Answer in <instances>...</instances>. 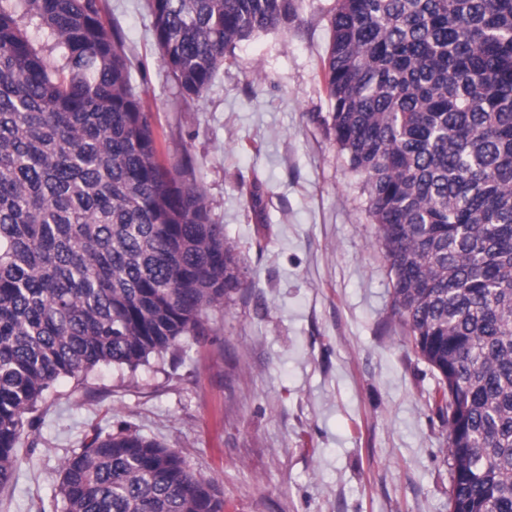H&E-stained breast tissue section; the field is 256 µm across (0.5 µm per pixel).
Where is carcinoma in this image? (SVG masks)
<instances>
[{"label": "carcinoma", "instance_id": "carcinoma-1", "mask_svg": "<svg viewBox=\"0 0 512 512\" xmlns=\"http://www.w3.org/2000/svg\"><path fill=\"white\" fill-rule=\"evenodd\" d=\"M200 99L295 0H149ZM323 118L361 180L396 325L437 378L449 512H512V0H336ZM242 287L191 168L169 164L100 0H0V488L62 377L131 370ZM65 512H224L128 428L62 464Z\"/></svg>", "mask_w": 512, "mask_h": 512}]
</instances>
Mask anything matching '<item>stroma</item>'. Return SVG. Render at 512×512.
Masks as SVG:
<instances>
[{
  "label": "stroma",
  "mask_w": 512,
  "mask_h": 512,
  "mask_svg": "<svg viewBox=\"0 0 512 512\" xmlns=\"http://www.w3.org/2000/svg\"><path fill=\"white\" fill-rule=\"evenodd\" d=\"M335 4L296 0L193 100L167 75L147 0H103L163 150L192 161L243 286L177 355L57 380L0 512H63V461L124 427L216 483L224 512H448L436 380L393 320L365 197L323 123Z\"/></svg>",
  "instance_id": "35a3bbf8"
}]
</instances>
